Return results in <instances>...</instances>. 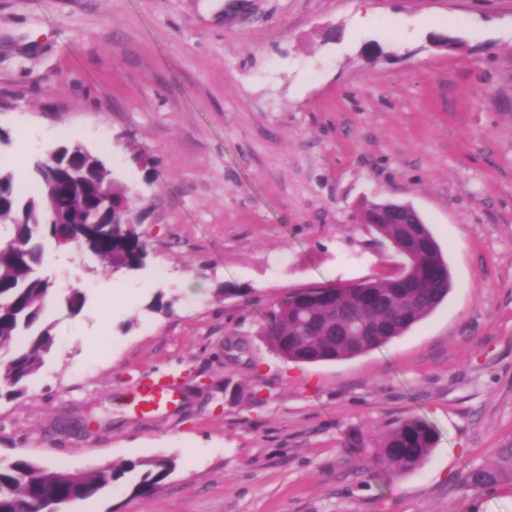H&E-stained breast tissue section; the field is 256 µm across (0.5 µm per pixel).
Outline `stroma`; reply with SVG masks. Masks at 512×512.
<instances>
[{"mask_svg":"<svg viewBox=\"0 0 512 512\" xmlns=\"http://www.w3.org/2000/svg\"><path fill=\"white\" fill-rule=\"evenodd\" d=\"M369 6L359 28L358 0H0V167L27 197L36 160L82 145L149 244L104 303L97 260L44 241L55 344L0 400V461H175L153 495L125 481L61 512H512V483L461 486L512 439V0ZM368 201L420 213L451 292L382 348L283 359L275 301L400 264ZM169 374L174 404L141 413ZM408 415L435 448L376 473L354 435Z\"/></svg>","mask_w":512,"mask_h":512,"instance_id":"stroma-1","label":"stroma"}]
</instances>
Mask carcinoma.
I'll list each match as a JSON object with an SVG mask.
<instances>
[{
  "label": "carcinoma",
  "instance_id": "carcinoma-1",
  "mask_svg": "<svg viewBox=\"0 0 512 512\" xmlns=\"http://www.w3.org/2000/svg\"><path fill=\"white\" fill-rule=\"evenodd\" d=\"M54 163L60 172L50 185L43 171ZM34 174L37 195L22 198L13 174L0 171V224L14 226L10 239L0 243V399L24 396L28 380L54 345L53 325L43 321L53 283L37 273L40 238L54 241L62 225L79 230L92 223L99 203L108 198L112 209L104 224L79 245L98 257L105 275L135 267L147 255L130 219L128 198L98 156L78 144L60 146L36 163ZM402 208L385 201L368 202L361 210L362 221L403 259L398 270L348 286L301 289L280 299L264 313L265 335L274 351L310 364L354 358L405 334L445 300L452 287L448 264L422 218L401 224L391 216ZM355 442L369 450L373 469L395 478L426 461L437 434L427 420L410 415ZM174 467L172 459H144L71 473L17 458L0 464V512H55L60 505L100 496L136 470L140 476L133 490L149 496ZM507 482H512V439L494 449L492 463L473 467L463 477L472 491Z\"/></svg>",
  "mask_w": 512,
  "mask_h": 512
}]
</instances>
